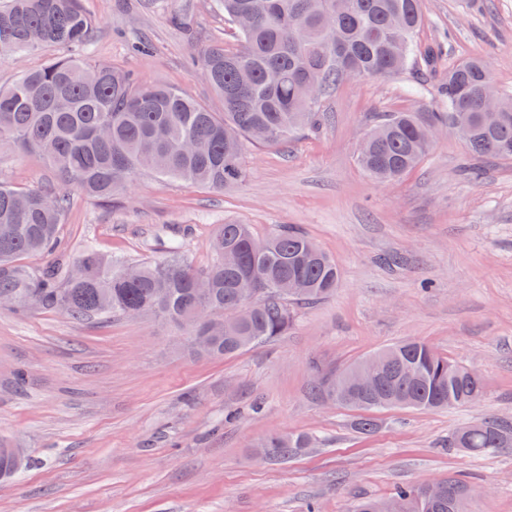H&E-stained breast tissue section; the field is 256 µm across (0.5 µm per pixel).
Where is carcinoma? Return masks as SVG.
Masks as SVG:
<instances>
[{
  "mask_svg": "<svg viewBox=\"0 0 512 512\" xmlns=\"http://www.w3.org/2000/svg\"><path fill=\"white\" fill-rule=\"evenodd\" d=\"M237 32L233 46L213 45L198 56L201 74L223 103L210 111L172 88L133 81L85 55L93 22L79 0H4L0 3V58L19 59L39 47L65 56L20 73L0 88V148L15 144L41 153L61 180L103 201L141 170L188 180L222 192L242 177L249 145L280 146L300 130L316 132L328 117L321 98L346 79L388 77L434 52L416 41L421 0H216ZM430 107L381 112L367 131L357 161L376 183L399 181L416 169L433 138L431 129L462 124L475 160L512 161V98L485 116V97L496 94L479 58H466L437 74ZM70 198L53 190H21L0 179V298L16 312L61 311L77 320L153 316L188 336L196 355L233 356L283 335L290 305L312 303L336 290L339 270L312 239L284 227L258 239L250 225L228 222L210 240L212 262L195 268L173 245L157 261L134 265L87 245L59 251V231ZM40 257L39 264L22 259ZM299 279L298 295L277 286ZM259 283L243 306L240 290ZM207 308L219 328L187 323ZM385 359L373 373L377 387L352 394L344 377L368 361L319 377L318 391L336 405L366 413L385 408L429 411L466 407L483 394L482 378L419 340L375 352ZM306 434H274L265 454L286 457L311 447ZM448 447L483 454L512 447V419L490 417L459 428ZM456 499L419 483L390 497L395 512H467V489Z\"/></svg>",
  "mask_w": 512,
  "mask_h": 512,
  "instance_id": "carcinoma-1",
  "label": "carcinoma"
}]
</instances>
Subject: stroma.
<instances>
[{"label":"stroma","mask_w":512,"mask_h":512,"mask_svg":"<svg viewBox=\"0 0 512 512\" xmlns=\"http://www.w3.org/2000/svg\"><path fill=\"white\" fill-rule=\"evenodd\" d=\"M421 46L445 64L484 60L512 97V0H421ZM94 28L88 55L143 83L182 90L211 111L199 51L234 43L213 0H82ZM148 54L133 53L138 38ZM437 81L414 68L350 79L325 99L329 122L284 147L246 148L241 181L216 192L143 173L111 201L63 187L31 150L0 151V178L21 189L66 188L62 236L131 262L182 243L199 269L220 224L264 238L292 225L338 266L329 297L293 308L288 332L224 359L194 355L149 319L79 322L62 312L0 309V443L30 459L0 481V512H348L358 499L453 477L469 512H512V447L475 456L449 450L459 427L512 417V162L468 178L466 145L437 139L402 180L376 184L358 166L360 135L376 113L432 102ZM399 256L396 266L385 257ZM422 340L476 370L483 398L458 409L358 414L314 389L374 351ZM311 447L258 456L271 433Z\"/></svg>","instance_id":"1"}]
</instances>
